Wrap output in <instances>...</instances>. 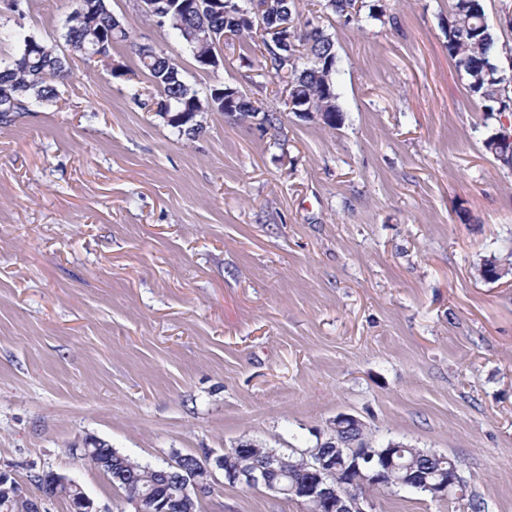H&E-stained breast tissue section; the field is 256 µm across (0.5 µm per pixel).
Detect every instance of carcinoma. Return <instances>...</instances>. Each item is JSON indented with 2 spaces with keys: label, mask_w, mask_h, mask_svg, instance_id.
<instances>
[{
  "label": "carcinoma",
  "mask_w": 512,
  "mask_h": 512,
  "mask_svg": "<svg viewBox=\"0 0 512 512\" xmlns=\"http://www.w3.org/2000/svg\"><path fill=\"white\" fill-rule=\"evenodd\" d=\"M146 12L154 17L167 15L165 23L174 30L179 40L195 53L198 40L196 30L202 23H207L214 30H224L226 36H241L254 29L236 21L234 17L209 14L200 17L184 11H174L172 0H144ZM353 0H324L320 4V13L332 12L336 17L349 23L353 21ZM296 41L302 47L298 57H291L271 49L265 39H260L256 48L263 59V65L271 79L283 80L288 74V97L302 99L304 103L319 114L317 121L334 129L341 120L340 107L337 102L335 83H327L323 66L311 62L317 55L329 58L334 51L333 40L325 34L323 28L312 20L295 30ZM128 31L112 26V9L108 0H101V7L92 15L72 14L66 21L64 40L66 45H92L99 41L106 50L112 45L125 41ZM498 39L488 24L480 0H450L448 5V54L454 60L457 70L467 80L469 92L475 96L490 113L503 114L512 110V78L499 71L496 64ZM36 44L39 53H32L29 47ZM20 57L27 58L24 68L13 65L0 67V84H13L14 105L0 112V121L9 123L15 117L29 111V104L51 102L58 97L56 82L64 78L67 70L62 68L64 53L31 36L23 39ZM141 69L148 73L151 83L156 88L158 102L164 104L171 119L166 125L176 129L180 134L195 137L203 128L199 119L194 117L196 100L199 96L192 91L182 79L181 73L171 59L162 51L151 52L138 49ZM260 109L246 97H241L234 120L241 121L255 118ZM402 461L422 467L431 482L448 477L449 459L429 460L415 459L412 454L403 451ZM122 468L126 471L139 491L146 495L163 494L177 486L178 480L165 466L151 467L142 464L130 456H124ZM30 485L36 492H47L50 499H62L70 502L69 491L48 489L40 483L35 475H30Z\"/></svg>",
  "instance_id": "obj_1"
}]
</instances>
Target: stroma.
Segmentation results:
<instances>
[{
    "label": "stroma",
    "mask_w": 512,
    "mask_h": 512,
    "mask_svg": "<svg viewBox=\"0 0 512 512\" xmlns=\"http://www.w3.org/2000/svg\"><path fill=\"white\" fill-rule=\"evenodd\" d=\"M322 17L342 121L290 112L250 41L198 67L143 0H109L131 44L120 76L72 59L55 102L0 124V467L77 480L110 512L123 490L76 456L95 436L142 463L253 440L315 447L351 414L376 443L455 460L462 499L374 495V512H512V168L448 55V0H371ZM512 76V0H481ZM79 0H0V65L21 36L63 45ZM199 97L227 86L277 128L206 113L179 135L137 46ZM197 512H303L216 475Z\"/></svg>",
    "instance_id": "stroma-1"
}]
</instances>
